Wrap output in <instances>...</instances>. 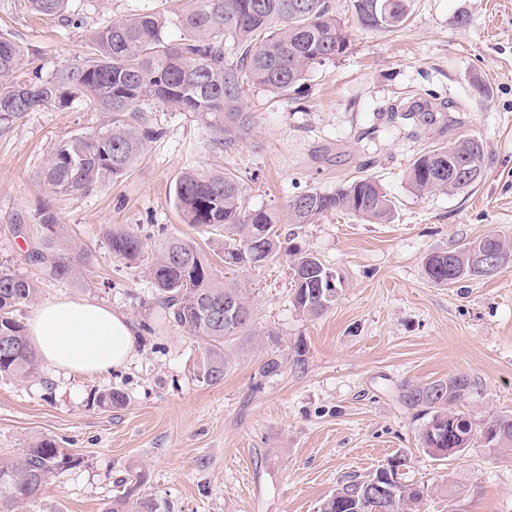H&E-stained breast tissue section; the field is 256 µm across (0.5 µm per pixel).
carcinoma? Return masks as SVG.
Listing matches in <instances>:
<instances>
[{
	"label": "carcinoma",
	"mask_w": 512,
	"mask_h": 512,
	"mask_svg": "<svg viewBox=\"0 0 512 512\" xmlns=\"http://www.w3.org/2000/svg\"><path fill=\"white\" fill-rule=\"evenodd\" d=\"M32 12L62 17L67 0H28ZM410 14V0H351V16L363 28L391 32ZM182 36L173 40L160 14L143 12L117 20L90 36L88 53L68 63L49 78L41 76L33 59L12 38L0 35V124H8L39 107L65 109L78 97L93 102L112 117L107 131L72 136L56 145L42 174L57 194L87 193L132 171L160 132L145 115L143 106L156 102L170 110L190 112L210 135L214 146L230 148L251 132L255 115L245 106L246 90L262 88L283 99L296 91L309 71L345 53L348 40L344 20L331 12L326 0H190V8L177 17ZM31 67V76L15 80ZM477 138H463L419 155L411 164L407 181L417 195L448 193V168L458 156L471 154ZM175 203L184 223L194 228L222 230L234 236L224 249L232 266L259 263L254 254L239 252L248 239L263 233L269 240L268 259L280 255L276 216L266 209L245 206L238 178L229 173L182 172L175 181ZM394 202L371 176L359 177L332 193L310 191L288 201L293 223L310 224L330 211H346L367 221L382 223L393 213ZM42 228L39 247L28 259L55 279L84 282L86 253L67 246L65 225L49 206L38 212ZM112 253L137 263L150 257L143 273L154 285L155 302L168 320L206 341L197 360L199 379L208 385L224 381L230 359L224 343L233 336H250L253 308L243 289L224 282L209 259L192 242L168 234L147 247L139 230L114 227L108 233ZM488 244L512 262V244L489 234ZM283 252L292 268L304 272L295 282L294 305L319 317L336 303L328 293L331 270L312 253L290 247ZM437 285H453L480 274L471 267L470 246L433 257L425 264ZM33 282L0 265V375L26 379L38 374L40 361L23 326L13 317L15 308L31 302ZM273 349L259 368L261 378L279 374L284 358L274 350L275 333H267ZM471 390L470 380L452 375L432 382L407 380L400 400L424 420L423 447L431 455L450 457V444L440 432L452 434L460 449L469 447L475 423L456 411ZM498 429L496 443L512 446V416L487 420ZM76 465L49 438L36 440L25 457L0 467V512H18L58 472ZM144 482L136 476L125 499L132 512H166L157 500H132ZM424 488L406 484L382 466L365 475H351L319 505V512H414Z\"/></svg>",
	"instance_id": "carcinoma-1"
}]
</instances>
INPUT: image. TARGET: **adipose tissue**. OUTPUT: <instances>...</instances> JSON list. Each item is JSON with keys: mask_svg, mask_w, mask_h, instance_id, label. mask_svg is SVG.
Masks as SVG:
<instances>
[{"mask_svg": "<svg viewBox=\"0 0 512 512\" xmlns=\"http://www.w3.org/2000/svg\"><path fill=\"white\" fill-rule=\"evenodd\" d=\"M30 342L57 373L96 377L124 367L139 338L124 314L86 298H62L36 307L27 324Z\"/></svg>", "mask_w": 512, "mask_h": 512, "instance_id": "ef3b65f1", "label": "adipose tissue"}]
</instances>
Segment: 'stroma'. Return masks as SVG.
<instances>
[{
  "label": "stroma",
  "instance_id": "obj_1",
  "mask_svg": "<svg viewBox=\"0 0 512 512\" xmlns=\"http://www.w3.org/2000/svg\"><path fill=\"white\" fill-rule=\"evenodd\" d=\"M188 0H69L66 19L40 17L28 0H0V33L25 47L51 76L86 53L91 31L143 11L164 15L172 38ZM400 29L351 23L346 52L315 67L300 92L280 100L262 89L245 103L256 122L230 149H214L188 112L147 104L161 131L126 176L87 194L56 195L41 174L56 145L105 131L110 119L79 99L41 108L0 127V265L32 281L35 304L88 298L124 313L141 330L136 356L102 377H0V466L40 438L77 466L51 478L24 512H104L142 474L138 493L171 512H316L346 476L366 475L404 454L405 483L424 486L418 512H512V448L475 438L458 458L429 455L402 382L466 376L457 405L475 422L512 413V264L493 277L452 286L430 281L425 258L494 233L512 243V0H412ZM417 103L414 120L390 119L396 100ZM475 136L487 166L474 187L448 195L411 192L407 171L421 153ZM229 171L253 209L273 211L284 245L312 252L336 275L339 297L319 317L294 307L287 256L224 264V238L183 224L174 183L186 169ZM374 177L395 203L390 223L330 212L310 224L288 217L294 196L331 193ZM50 206L70 242L90 256L85 286L50 277L27 255ZM23 226H16V218ZM117 225L159 239L193 240L220 278L245 288L252 335L227 342L232 368L221 384L195 377L204 342L169 323L140 267L115 257ZM277 334L287 361L256 380ZM303 364L290 362L295 345ZM117 389V408L95 398Z\"/></svg>",
  "mask_w": 512,
  "mask_h": 512
}]
</instances>
